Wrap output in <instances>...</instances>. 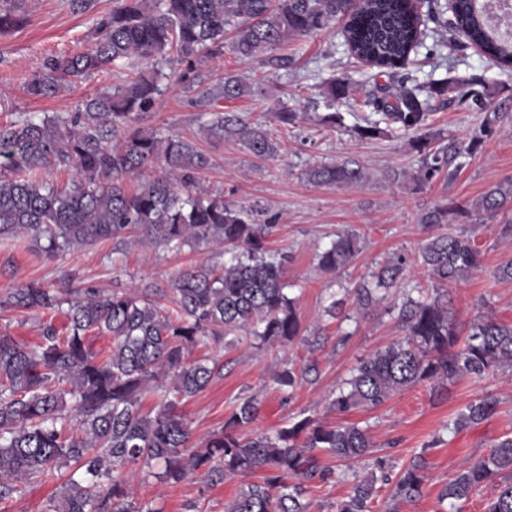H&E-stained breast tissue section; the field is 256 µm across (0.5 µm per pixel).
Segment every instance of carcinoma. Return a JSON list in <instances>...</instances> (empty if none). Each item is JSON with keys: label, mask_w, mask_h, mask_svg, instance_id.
<instances>
[{"label": "carcinoma", "mask_w": 512, "mask_h": 512, "mask_svg": "<svg viewBox=\"0 0 512 512\" xmlns=\"http://www.w3.org/2000/svg\"><path fill=\"white\" fill-rule=\"evenodd\" d=\"M113 0L112 12L100 19L91 46L47 59L42 70L24 83L35 99L51 97L77 80L128 62L132 74L110 93L90 99L85 111L68 117L27 118L0 127V238L26 236L35 250L56 255L102 239L142 240L192 248L222 244L231 250L222 266L205 261L181 271L170 288L172 309H164L134 293L110 294L95 288L76 292L70 302L67 334L48 324L41 343L29 347L0 335V502L17 488L13 479H42L72 468L61 496L46 512H154L132 501V489L120 474L126 466H162L157 477L178 484L199 472L210 483L241 478L236 497L224 512H307V486L326 482L332 472L318 463L327 453L345 464L373 453L367 430L357 425L329 426L302 417L272 433H245L259 417L255 397L239 401L224 426L201 446L178 405L211 382L215 366L192 359L190 348L209 337L252 338L261 345L322 344V331L303 325L298 298L289 296L288 255L270 253L267 241L275 225L256 203L238 207L221 195L192 190L208 157L191 143L162 139L132 126L134 115L148 110L160 95L159 70L140 71L136 63L174 56L185 79L205 58L224 55V36L235 32L230 48L246 63L290 40L307 38L344 21V45L355 59L377 70L376 76L397 80L395 90L380 85L368 98L378 120L365 118L356 127L362 138L387 133L395 124L417 135L411 149L420 156L412 176L420 188L440 174L448 177L463 165L481 142L495 133L496 117L484 119L469 146L462 147L426 131L434 103L452 93L459 102L478 96L469 82L445 78L428 85L397 77L411 53L426 37L422 20L408 0ZM476 0H434L429 13L436 22L431 51L448 47L447 33L458 27L490 60L512 66V38L497 32L477 10ZM24 16L0 9V31L17 28ZM222 96L237 99L251 92L243 76L226 73ZM353 91L348 77L329 81L328 108ZM208 137L230 138L259 158H274L279 147L265 125L248 123L235 112H213L204 124ZM162 160L165 178H143L131 190V175ZM72 168L76 179L65 187L41 179L44 170ZM316 185L338 187L362 183L366 171L346 162L319 164L304 172ZM512 203V185L497 184L468 206L435 205L420 216L431 228L452 216L493 215ZM359 251L358 239L344 234L318 253L321 268L336 272ZM421 263L437 287L418 296L405 293L402 303L389 300V290L402 284L407 259L399 254L377 273L374 282L352 290L357 310L391 302L404 335L362 359L350 378L331 393L327 409L340 414L377 408L404 388L425 383L441 396L448 385L469 376L512 370V324L479 316L461 337L454 322L450 287L481 267V254L463 232L433 236L421 247ZM5 303L22 309H52L58 293L30 283L8 294ZM97 336L112 340L104 357L94 349ZM319 375L318 362L300 368L284 366L274 377L277 388L291 396L297 386ZM160 392L153 409L142 408V395ZM498 400L487 395L468 404L453 421L454 430L481 424L492 416ZM386 455L357 480L336 512H372L377 484L393 483L387 512L415 503L424 493L428 462L414 456L391 479ZM261 473L260 482L246 478ZM486 491L485 512H512V436L501 437L490 452L456 474L439 494V502L460 501Z\"/></svg>", "instance_id": "obj_1"}]
</instances>
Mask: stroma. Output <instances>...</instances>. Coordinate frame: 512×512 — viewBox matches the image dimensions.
<instances>
[{
	"instance_id": "1",
	"label": "stroma",
	"mask_w": 512,
	"mask_h": 512,
	"mask_svg": "<svg viewBox=\"0 0 512 512\" xmlns=\"http://www.w3.org/2000/svg\"><path fill=\"white\" fill-rule=\"evenodd\" d=\"M112 5V0H94L92 9L82 11L74 8L72 0H0V8L13 7L25 16L23 26L0 32V126L30 114L52 117L82 111L87 99L124 83V76L111 70L92 74L52 98L34 99L24 91L26 78L40 71L47 58L88 46L98 21L111 12ZM412 59L409 75L413 82L477 78L488 90L480 108L455 100L437 104L430 131L465 144L486 114L497 115L494 136L479 145L456 174L438 177L420 190L412 181L420 158L409 146L411 133L396 129L373 139L355 133V125L370 113L364 105L368 93L374 84H387L388 79L371 80L370 68L349 56L336 26L310 38L291 40L262 61L242 64L228 52L201 63L189 80L169 81L154 105L138 114L135 124L164 137H181L208 156L210 164L199 175V189L242 206L257 202L268 209L276 219L269 248L291 257L286 275L289 293L298 299L304 324L322 328L325 336L324 345L314 351L298 343L259 347L246 338L231 345L211 338L193 349L192 357L208 359L215 366L207 388L178 408L194 443L220 430L228 410L249 396L261 403L260 417L253 425L259 433L273 432L304 416L334 426L359 425L368 428L376 445L393 444L399 465H407L416 453H425L429 478L424 496L401 505L400 512H439L438 495L445 484L486 455L503 435L512 434V370L464 378L450 386L444 400L434 399L429 386L421 383L375 409L359 408L347 414L327 409L331 392L358 362L399 339L403 330L396 313L381 307L362 313L350 303L342 315L332 317L326 314V306L369 281L397 254L407 258L408 272L395 295L431 287L419 252L437 231L420 224L421 213L435 205L475 202L493 185L512 179V69L497 67L462 38L433 57L426 48H418ZM227 72L245 76L251 94L222 98L219 90ZM342 77L351 78L358 90L336 104L341 124L323 125L318 117L326 112L322 100L327 83ZM282 107L305 111L306 116L293 125L272 121L271 112ZM217 111H233L247 121L266 123L279 143L278 157L261 159L238 141L209 139L202 125L207 113ZM347 160L365 168L367 181L329 188L304 177L313 165ZM395 170L401 171L400 179L392 178ZM509 224L510 208L480 222L472 217L454 220L442 229L466 232L482 256L481 269L452 292L459 327H467L482 314L512 323V280L495 274L498 265L512 256V234L504 232ZM342 232L358 236L360 251L347 267L324 271L317 255ZM202 259L223 264V246L194 251L148 241L108 240L49 257L35 251L26 238H2L0 334L32 345L39 342L43 324L65 331L66 308L29 310L6 305V296L28 283L38 282L61 293L88 287L106 293L147 290L154 292L157 304L167 307L172 280ZM311 356L319 360L317 380L303 383L291 399H284L273 385L275 374L285 361L299 365ZM488 394L499 401L493 416L473 427L451 429L452 420L465 406ZM320 462L334 470L335 479L309 486L305 495L309 512H335L336 502L350 492L353 473L364 472L366 466L354 464L348 474L333 458L324 455ZM61 485L58 479L22 483L12 498L0 502V512H45ZM239 487L236 479L207 484L196 475L171 485L140 472L133 481V494L150 512H224L225 503L237 495Z\"/></svg>"
}]
</instances>
